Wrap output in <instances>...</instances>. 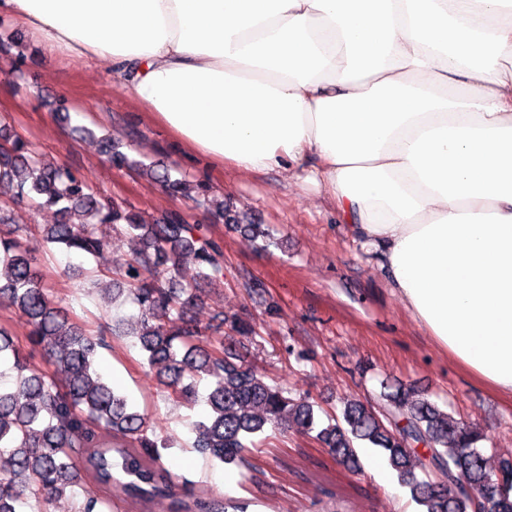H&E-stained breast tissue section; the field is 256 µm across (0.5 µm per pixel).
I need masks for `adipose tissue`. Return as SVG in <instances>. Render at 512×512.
Wrapping results in <instances>:
<instances>
[{"mask_svg":"<svg viewBox=\"0 0 512 512\" xmlns=\"http://www.w3.org/2000/svg\"><path fill=\"white\" fill-rule=\"evenodd\" d=\"M193 154L293 165L465 369L512 396V0H0Z\"/></svg>","mask_w":512,"mask_h":512,"instance_id":"1","label":"adipose tissue"}]
</instances>
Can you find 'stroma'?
Returning a JSON list of instances; mask_svg holds the SVG:
<instances>
[{"label":"stroma","mask_w":512,"mask_h":512,"mask_svg":"<svg viewBox=\"0 0 512 512\" xmlns=\"http://www.w3.org/2000/svg\"><path fill=\"white\" fill-rule=\"evenodd\" d=\"M70 121H61L58 108ZM0 120L42 154L84 176L107 198L139 211L146 220L177 211L222 248L224 281L204 287L194 317L204 324L238 318L254 328L235 353L276 380L292 396H309L325 411L339 412L345 399L377 404L382 383L403 384L435 401L449 415L484 435L491 463L512 456V400L466 372L406 309L381 266L380 251L355 238L323 189L297 179L292 168L242 172L188 154L133 99L124 78L106 63L49 51L26 29L0 17ZM94 137L84 135V128ZM130 158L164 162L181 176L205 183L213 201L266 225L276 246L260 249L213 209L175 195L137 170L113 166L100 137ZM55 210L12 207L0 235H23L53 298L74 321L106 331L96 364L112 386L145 411L164 447L162 463L174 493L201 491L248 503L251 512H416L393 473L379 477L367 467L374 449L359 451L360 470L338 464L310 436L276 433L252 449L248 464L227 467L192 448V424L204 417L206 379L196 382L199 401L179 405L150 381L136 337L114 336L113 321L136 314L128 299L97 290L93 273L122 266L135 247L113 236L99 257L68 258L44 242L35 227L57 223Z\"/></svg>","instance_id":"35a3bbf8"}]
</instances>
